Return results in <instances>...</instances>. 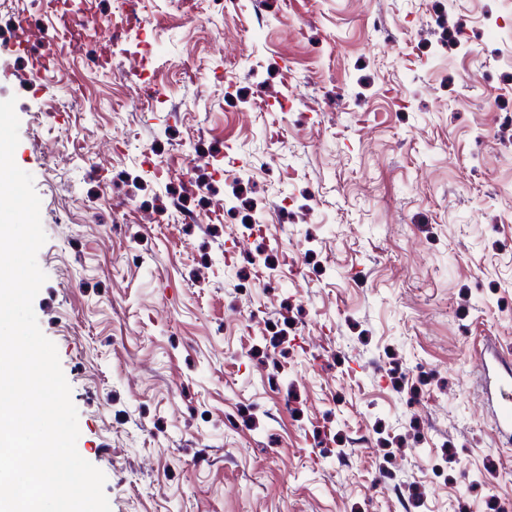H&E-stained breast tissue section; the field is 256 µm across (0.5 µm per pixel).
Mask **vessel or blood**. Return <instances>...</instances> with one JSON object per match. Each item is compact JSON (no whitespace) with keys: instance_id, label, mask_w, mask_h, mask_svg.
I'll return each instance as SVG.
<instances>
[{"instance_id":"1","label":"vessel or blood","mask_w":512,"mask_h":512,"mask_svg":"<svg viewBox=\"0 0 512 512\" xmlns=\"http://www.w3.org/2000/svg\"><path fill=\"white\" fill-rule=\"evenodd\" d=\"M482 386L492 407L497 437L512 442V358L491 351L482 358Z\"/></svg>"}]
</instances>
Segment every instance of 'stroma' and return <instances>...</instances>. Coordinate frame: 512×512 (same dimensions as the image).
Wrapping results in <instances>:
<instances>
[{"label":"stroma","instance_id":"35a3bbf8","mask_svg":"<svg viewBox=\"0 0 512 512\" xmlns=\"http://www.w3.org/2000/svg\"><path fill=\"white\" fill-rule=\"evenodd\" d=\"M200 3L118 43L84 0L78 52L0 5L33 307L111 512H512L477 361L512 356V0Z\"/></svg>","mask_w":512,"mask_h":512}]
</instances>
